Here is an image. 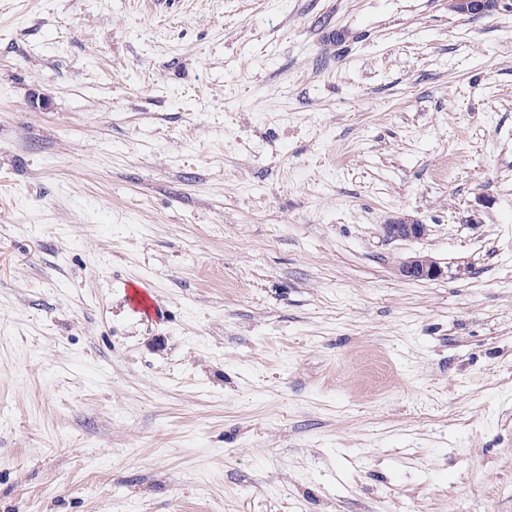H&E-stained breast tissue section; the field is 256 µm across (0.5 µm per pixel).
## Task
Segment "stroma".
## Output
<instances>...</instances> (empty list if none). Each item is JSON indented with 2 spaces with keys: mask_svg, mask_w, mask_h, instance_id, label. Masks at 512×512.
<instances>
[{
  "mask_svg": "<svg viewBox=\"0 0 512 512\" xmlns=\"http://www.w3.org/2000/svg\"><path fill=\"white\" fill-rule=\"evenodd\" d=\"M0 512H512V9L0 0ZM384 237L388 240H410L423 237L427 225L418 221L396 218L382 225ZM398 275L407 281H433L444 274L439 263L428 256H414L405 259L397 268Z\"/></svg>",
  "mask_w": 512,
  "mask_h": 512,
  "instance_id": "1",
  "label": "stroma"
}]
</instances>
